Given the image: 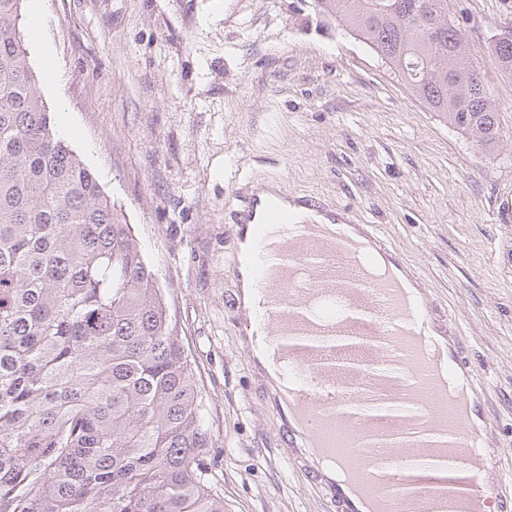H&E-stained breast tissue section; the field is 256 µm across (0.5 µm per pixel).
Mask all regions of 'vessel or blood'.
<instances>
[{"label": "vessel or blood", "mask_w": 512, "mask_h": 512, "mask_svg": "<svg viewBox=\"0 0 512 512\" xmlns=\"http://www.w3.org/2000/svg\"><path fill=\"white\" fill-rule=\"evenodd\" d=\"M315 201L281 187L236 196L231 300L239 333L269 383L288 461L336 512H485L501 486L455 490L426 472L500 461L468 414L451 413L440 376L464 405L482 382L453 325H438L424 282L371 225L322 223Z\"/></svg>", "instance_id": "vessel-or-blood-1"}]
</instances>
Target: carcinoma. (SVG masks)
Wrapping results in <instances>:
<instances>
[{
	"label": "carcinoma",
	"mask_w": 512,
	"mask_h": 512,
	"mask_svg": "<svg viewBox=\"0 0 512 512\" xmlns=\"http://www.w3.org/2000/svg\"><path fill=\"white\" fill-rule=\"evenodd\" d=\"M24 2L0 0V512H224L203 398L157 273L56 133ZM314 9L476 145L500 140L448 0ZM493 52L512 72V42L493 40Z\"/></svg>",
	"instance_id": "obj_1"
}]
</instances>
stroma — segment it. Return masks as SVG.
<instances>
[{
	"label": "stroma",
	"instance_id": "1",
	"mask_svg": "<svg viewBox=\"0 0 512 512\" xmlns=\"http://www.w3.org/2000/svg\"><path fill=\"white\" fill-rule=\"evenodd\" d=\"M30 61L56 127L121 207L198 379L224 512H336L283 451L234 314L231 211L261 182L377 225L451 312L512 479V0H448L502 138L481 149L313 0H38Z\"/></svg>",
	"mask_w": 512,
	"mask_h": 512
}]
</instances>
